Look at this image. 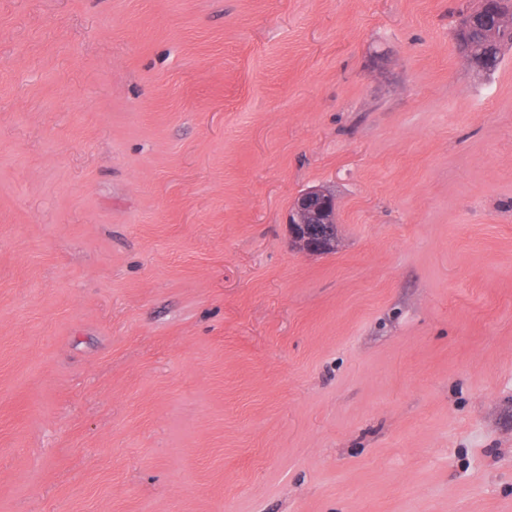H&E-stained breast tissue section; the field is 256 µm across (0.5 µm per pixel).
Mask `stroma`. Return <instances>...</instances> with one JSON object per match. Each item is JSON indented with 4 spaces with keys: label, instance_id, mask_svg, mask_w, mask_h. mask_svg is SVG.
Here are the masks:
<instances>
[{
    "label": "stroma",
    "instance_id": "35a3bbf8",
    "mask_svg": "<svg viewBox=\"0 0 512 512\" xmlns=\"http://www.w3.org/2000/svg\"><path fill=\"white\" fill-rule=\"evenodd\" d=\"M475 3L0 0V512H512ZM336 201L323 188H309L294 201L289 213V240L299 252L312 255L336 251Z\"/></svg>",
    "mask_w": 512,
    "mask_h": 512
}]
</instances>
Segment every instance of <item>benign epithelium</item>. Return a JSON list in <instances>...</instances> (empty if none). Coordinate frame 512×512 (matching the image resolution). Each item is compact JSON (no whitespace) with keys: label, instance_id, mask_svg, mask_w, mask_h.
I'll return each instance as SVG.
<instances>
[{"label":"benign epithelium","instance_id":"7a95c632","mask_svg":"<svg viewBox=\"0 0 512 512\" xmlns=\"http://www.w3.org/2000/svg\"><path fill=\"white\" fill-rule=\"evenodd\" d=\"M497 4V0H480L478 9L469 16L471 23L480 24L489 39L497 37V32L512 27V15L499 13L489 18L487 10ZM336 201L334 196L323 188H309L294 201L289 213V240L291 246L305 254L323 255L336 251Z\"/></svg>","mask_w":512,"mask_h":512}]
</instances>
